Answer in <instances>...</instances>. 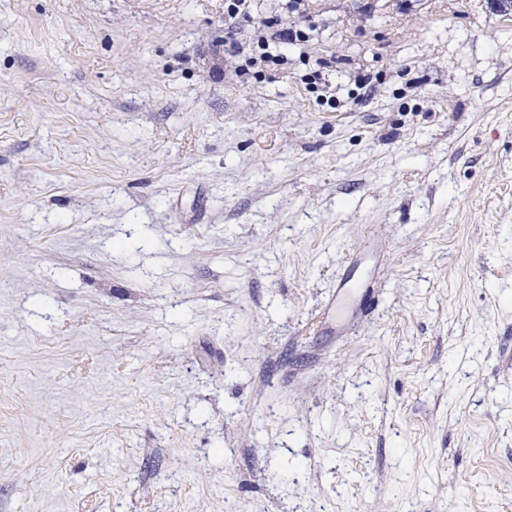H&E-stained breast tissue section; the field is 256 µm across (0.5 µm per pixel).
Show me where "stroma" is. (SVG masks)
I'll return each mask as SVG.
<instances>
[{"label": "stroma", "instance_id": "35a3bbf8", "mask_svg": "<svg viewBox=\"0 0 512 512\" xmlns=\"http://www.w3.org/2000/svg\"><path fill=\"white\" fill-rule=\"evenodd\" d=\"M251 13L0 0V512H512V11ZM251 1L249 0H225L224 1V26H225V35L224 37V47H229L232 49L231 51L237 54L244 53L245 49L239 45L236 41V26L235 21L241 15L250 14L249 6ZM227 25V26H226ZM230 40V41H229ZM254 28L255 38L246 52L251 67L283 65L288 61V48L308 41L300 28L284 26L273 18L260 21Z\"/></svg>", "mask_w": 512, "mask_h": 512}]
</instances>
